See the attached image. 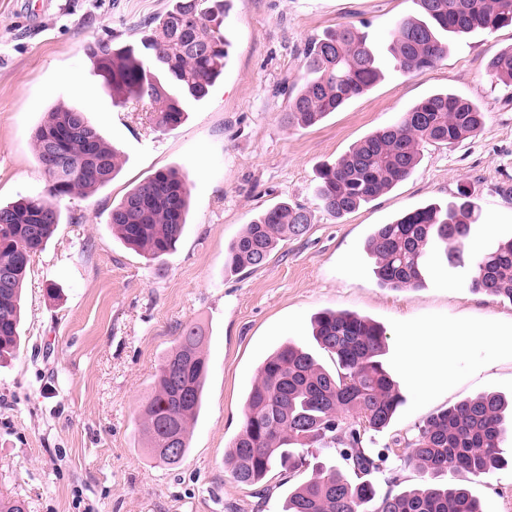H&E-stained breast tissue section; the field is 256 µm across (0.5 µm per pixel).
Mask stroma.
Returning <instances> with one entry per match:
<instances>
[{
  "label": "stroma",
  "mask_w": 512,
  "mask_h": 512,
  "mask_svg": "<svg viewBox=\"0 0 512 512\" xmlns=\"http://www.w3.org/2000/svg\"><path fill=\"white\" fill-rule=\"evenodd\" d=\"M170 0H0V202L46 194L49 178L32 139L44 112H84L124 164L104 188L58 200L61 222L30 264L22 291L20 347L0 361V498L25 512H282L288 491L312 475L272 471L241 486L224 467L240 431L246 393L265 357L291 340L314 353L310 332L321 310L353 312L386 330L385 365L404 403L366 447L387 451L400 489L419 486L405 440L439 410L498 394L512 399V357L481 373L475 350L457 382L424 397L400 363L399 338L412 323L468 320L508 325L512 301L474 290L471 266L449 265L435 243L422 287H381L363 250L375 225L425 204L453 201L467 187L480 209L470 231L480 252L512 238V87L490 79L489 60L512 46V27L453 37L435 68L386 69L368 93L321 123L288 120L287 95L302 84L303 49L351 22L385 49L393 23L417 13L415 0H232L224 25L232 40L224 77L182 125L162 131L150 104L112 100L86 54L98 38L135 42ZM447 90L479 105L485 124L448 147L429 145L415 172L356 211L336 217L316 196L318 167L395 122L426 95ZM188 177L191 208L164 264L128 249L110 213L135 185L162 169ZM307 207L311 223L281 242L254 271L225 269L229 244L261 211L281 202ZM493 233H486L487 222ZM201 326L208 359L204 407L190 453L175 465L151 456L140 406L184 327ZM508 464L468 488L483 512H512Z\"/></svg>",
  "instance_id": "stroma-1"
}]
</instances>
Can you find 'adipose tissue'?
I'll use <instances>...</instances> for the list:
<instances>
[{"label": "adipose tissue", "mask_w": 512, "mask_h": 512, "mask_svg": "<svg viewBox=\"0 0 512 512\" xmlns=\"http://www.w3.org/2000/svg\"><path fill=\"white\" fill-rule=\"evenodd\" d=\"M479 344L486 350L480 364L486 370L496 354L512 353V331L447 320L411 325L401 333V364L417 392L428 396L455 383L459 361Z\"/></svg>", "instance_id": "obj_1"}]
</instances>
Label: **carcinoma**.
I'll list each match as a JSON object with an SVG mask.
<instances>
[{
	"label": "carcinoma",
	"mask_w": 512,
	"mask_h": 512,
	"mask_svg": "<svg viewBox=\"0 0 512 512\" xmlns=\"http://www.w3.org/2000/svg\"><path fill=\"white\" fill-rule=\"evenodd\" d=\"M208 0H173L145 25L136 43L100 38L88 46L99 76L124 100L155 105L162 129L182 124L190 105L203 100L224 73L229 42ZM419 15L397 20L388 33L394 68L409 73L431 68L448 55L446 35L494 32L512 25V0H416ZM305 82L288 100L289 119L308 127L364 94L383 76L376 48L353 23L309 40L303 51ZM491 77L512 82V47L488 63ZM484 113L454 93L437 92L396 122L368 135L318 171L322 207L342 217L409 177L425 144L454 145L476 135ZM38 164L48 171L49 197L29 196L0 204V357L18 347L21 290L31 257L60 224L54 200L89 195L112 181L120 151L104 141L84 113L56 106L34 133ZM185 177L158 170L112 208L110 223L124 244L163 263L187 224ZM477 209L460 188L457 201L428 204L390 224H379L365 250L387 288H420L424 259L435 241L445 244L448 262L465 263L466 240ZM308 210L280 203L259 214L229 247L228 264L241 272L262 267L280 241L300 237ZM472 287L512 301V238L472 259ZM321 350L335 362L329 371L295 343L263 362L245 401V418L224 466L235 482L261 483L275 468L297 472L308 466L311 448L338 452L343 465L322 467L288 493L284 512H482L480 501L461 486H443L447 473L489 475L506 464L501 444L512 419L496 394L461 401L430 416L408 440L410 459L430 482L420 488L381 494L367 476L380 458L363 446L369 431L386 428L402 397L383 366L386 334L358 314L322 312L312 322ZM205 336L187 327L161 363L152 393L140 414L153 456L179 463L189 450V428L200 411L208 371ZM174 448L169 455L165 449Z\"/></svg>",
	"instance_id": "cac0c4a2"
}]
</instances>
